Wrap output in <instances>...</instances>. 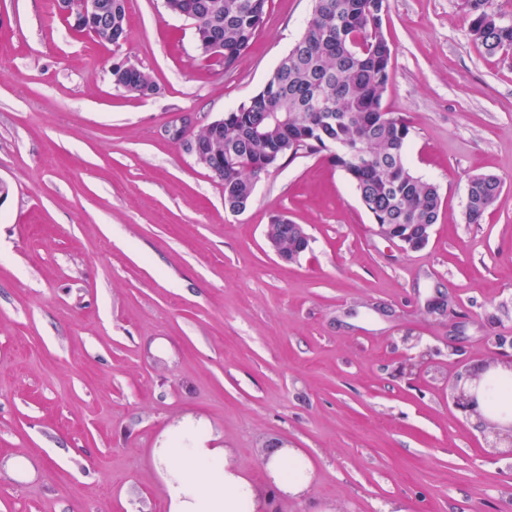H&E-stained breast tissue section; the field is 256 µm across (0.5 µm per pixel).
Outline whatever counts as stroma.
<instances>
[{
	"instance_id": "1",
	"label": "stroma",
	"mask_w": 512,
	"mask_h": 512,
	"mask_svg": "<svg viewBox=\"0 0 512 512\" xmlns=\"http://www.w3.org/2000/svg\"><path fill=\"white\" fill-rule=\"evenodd\" d=\"M311 9L268 0L227 73L163 0H128L118 53L155 82L135 96L55 0H0V512H168L153 450L189 415L264 512H512V458L451 395L512 355V58L474 43L461 0L383 15L382 108L442 199L422 250L377 233L326 152L284 160L232 213L165 134L256 94ZM476 174L504 192L470 224ZM275 213L311 237L297 262L266 245ZM273 437L312 462L303 495L273 486Z\"/></svg>"
}]
</instances>
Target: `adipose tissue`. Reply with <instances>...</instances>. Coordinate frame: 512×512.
<instances>
[{
  "label": "adipose tissue",
  "mask_w": 512,
  "mask_h": 512,
  "mask_svg": "<svg viewBox=\"0 0 512 512\" xmlns=\"http://www.w3.org/2000/svg\"><path fill=\"white\" fill-rule=\"evenodd\" d=\"M486 377L492 385L479 395L481 410L512 417V371L498 367ZM211 441L207 429L189 418L169 428L155 449L169 512H261L264 503L255 484ZM267 470L277 489L291 495L302 494L314 474L303 453L282 448L271 452Z\"/></svg>",
  "instance_id": "ef3b65f1"
}]
</instances>
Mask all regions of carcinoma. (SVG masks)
Listing matches in <instances>:
<instances>
[{"label":"carcinoma","mask_w":512,"mask_h":512,"mask_svg":"<svg viewBox=\"0 0 512 512\" xmlns=\"http://www.w3.org/2000/svg\"><path fill=\"white\" fill-rule=\"evenodd\" d=\"M112 6V24L96 20L86 34L103 45L126 39L127 0H101ZM267 0H169L174 11L193 21L217 51L199 56L233 69L259 31ZM388 0H313L301 36L281 59L262 89L224 113L221 139L208 149L224 159L213 175L224 185V207L246 209L262 170L280 165L302 145L328 152L330 162L352 182L378 234L412 240L423 227L438 223L439 188L413 174L404 162L411 126L402 116L385 112L383 93L390 80L393 48L382 28ZM470 31L483 51L512 54V24L501 21L493 0H466ZM114 86L145 95L154 81L138 68L112 74ZM502 181L480 174L469 179L466 221L480 224L500 201ZM268 244L282 253L298 247L295 223L272 216Z\"/></svg>","instance_id":"cac0c4a2"}]
</instances>
